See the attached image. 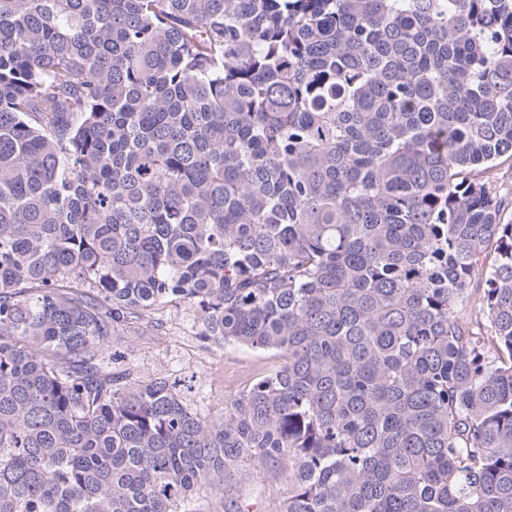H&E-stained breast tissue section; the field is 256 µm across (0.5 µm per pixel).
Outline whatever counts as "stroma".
<instances>
[{"instance_id":"35a3bbf8","label":"stroma","mask_w":512,"mask_h":512,"mask_svg":"<svg viewBox=\"0 0 512 512\" xmlns=\"http://www.w3.org/2000/svg\"><path fill=\"white\" fill-rule=\"evenodd\" d=\"M199 314L189 305L166 310L137 343L135 371L140 379L157 376L183 379L181 392L191 408L204 416L225 412L230 400L257 375L272 369L273 353L239 346H207L196 332ZM288 490L285 472L275 465L248 467L224 484L225 500L250 512H278Z\"/></svg>"}]
</instances>
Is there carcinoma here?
I'll return each mask as SVG.
<instances>
[{
    "mask_svg": "<svg viewBox=\"0 0 512 512\" xmlns=\"http://www.w3.org/2000/svg\"><path fill=\"white\" fill-rule=\"evenodd\" d=\"M504 156L512 0H0V512H512ZM182 304L281 359L218 416ZM495 179L492 185L493 190L505 202H512V160H506L498 165L495 170ZM198 327L199 314L194 307L167 309L158 325L148 328L145 338L135 339V372L140 380L157 376L181 379L180 384L186 385L179 388L191 408L203 416H217L242 388L272 369L278 359L271 352L240 346H206L195 336ZM191 374L196 376L194 382H189ZM287 491L286 473L276 464L247 467L224 482V500H236L250 512H278Z\"/></svg>",
    "mask_w": 512,
    "mask_h": 512,
    "instance_id": "carcinoma-1",
    "label": "carcinoma"
}]
</instances>
